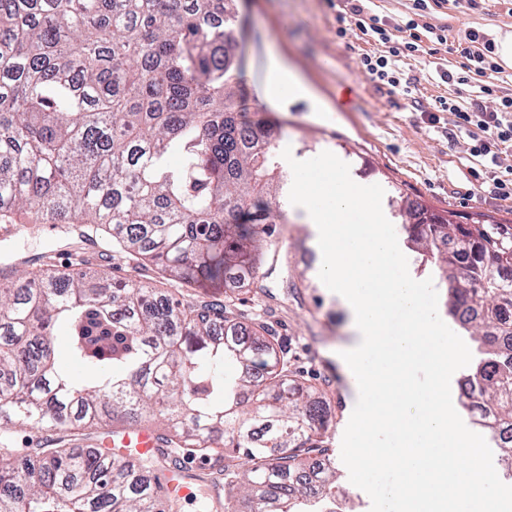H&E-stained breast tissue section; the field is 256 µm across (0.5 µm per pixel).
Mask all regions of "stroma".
Wrapping results in <instances>:
<instances>
[{
	"label": "stroma",
	"mask_w": 512,
	"mask_h": 512,
	"mask_svg": "<svg viewBox=\"0 0 512 512\" xmlns=\"http://www.w3.org/2000/svg\"><path fill=\"white\" fill-rule=\"evenodd\" d=\"M342 8V0H240L234 51L245 59L240 89L246 118L272 122L279 147H290L293 156L307 160L330 151L349 164L353 179L381 185L383 211L395 229L408 222L400 210L406 199L512 224V200L477 190L476 177L484 173L485 162L469 154L466 135L449 138L453 115L439 113L436 124L427 120L440 98L468 102L466 86L441 77L458 67L459 56L447 46L424 42L421 51L400 62L408 92L377 88L360 63L362 53L374 46L341 21ZM427 20L445 28L452 41L472 28L493 38L512 31V0H484L478 9L470 8L469 0H450L448 7L429 11ZM276 53L330 104V111H318L305 100L268 101L263 75ZM283 219L276 227L278 263L272 268L264 262L259 269L266 292L236 287L226 278L201 280L192 294L210 301L236 296L248 317L275 329L289 368L323 389L330 401L333 422L325 438L346 506L370 512L369 496L350 483L341 460L342 436L355 406L339 360L353 336L350 316L326 287L314 285L311 272L319 268L322 254L311 225L288 211ZM76 245V240L32 223L24 232L0 239V268L35 257L52 263L57 251Z\"/></svg>",
	"instance_id": "stroma-1"
}]
</instances>
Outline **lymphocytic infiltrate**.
I'll list each match as a JSON object with an SVG mask.
<instances>
[{"mask_svg":"<svg viewBox=\"0 0 512 512\" xmlns=\"http://www.w3.org/2000/svg\"><path fill=\"white\" fill-rule=\"evenodd\" d=\"M345 3L349 21L362 35L380 45L379 51L363 54L360 59L373 82L392 91L401 88L399 61L418 52L423 35H430L432 42L447 45L449 53L459 55L462 60L459 70L445 72L444 77L449 82L469 86L472 98L466 105L452 98L443 99L438 109L453 114L456 127L467 131L470 155L494 165L503 152L512 150V94H500L495 82L501 66L492 39L470 29L452 45L443 29L428 23L411 18L398 27L370 15L364 0H345ZM491 95L498 98V105L492 110L483 103Z\"/></svg>","mask_w":512,"mask_h":512,"instance_id":"obj_1","label":"lymphocytic infiltrate"}]
</instances>
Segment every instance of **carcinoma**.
Returning <instances> with one entry per match:
<instances>
[{
    "instance_id": "cac0c4a2",
    "label": "carcinoma",
    "mask_w": 512,
    "mask_h": 512,
    "mask_svg": "<svg viewBox=\"0 0 512 512\" xmlns=\"http://www.w3.org/2000/svg\"><path fill=\"white\" fill-rule=\"evenodd\" d=\"M237 16V0H0V223L80 224L173 286L0 268V512H158L161 472L196 456L224 512L246 498L336 512L324 395L291 375L266 323L183 293L205 277L263 287L224 224L254 239L282 221L275 132L240 120ZM408 213L449 314L479 335L462 408H484L474 423L512 472V224ZM145 415L159 421L148 456L78 444Z\"/></svg>"
}]
</instances>
